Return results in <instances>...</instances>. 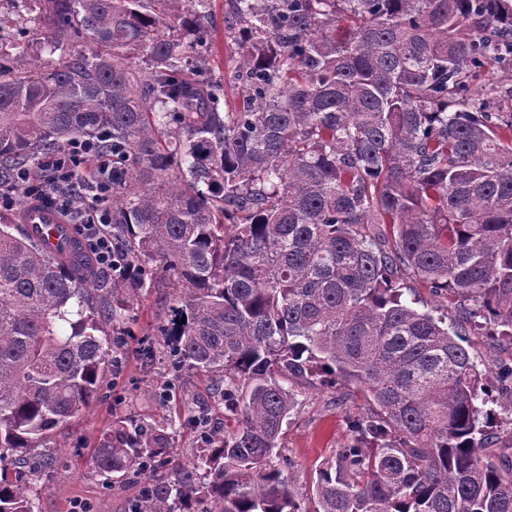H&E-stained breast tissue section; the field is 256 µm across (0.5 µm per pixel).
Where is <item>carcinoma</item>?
<instances>
[{
	"label": "carcinoma",
	"mask_w": 512,
	"mask_h": 512,
	"mask_svg": "<svg viewBox=\"0 0 512 512\" xmlns=\"http://www.w3.org/2000/svg\"><path fill=\"white\" fill-rule=\"evenodd\" d=\"M12 2L51 42L23 67V33L0 37V186L97 139L134 272L0 222V512H34L52 434L112 366L100 323L158 275L173 360L240 414L159 483L170 433L113 420L87 464L146 480L132 512H305L278 448L285 382L314 370L372 405L313 512H512V459L483 453L512 365L479 370L463 340L512 339V0H225L234 106L208 73L212 0Z\"/></svg>",
	"instance_id": "obj_1"
}]
</instances>
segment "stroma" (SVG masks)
I'll list each match as a JSON object with an SVG mask.
<instances>
[{"label":"stroma","instance_id":"35a3bbf8","mask_svg":"<svg viewBox=\"0 0 512 512\" xmlns=\"http://www.w3.org/2000/svg\"><path fill=\"white\" fill-rule=\"evenodd\" d=\"M175 290L167 279L143 289L122 318L104 325L105 334L121 342L122 365L106 372L97 397L51 441L57 447L54 471L42 485L36 512H130L142 484L128 477L101 476L86 465L113 419L144 420L167 428L177 460L190 465L197 453L192 418L203 415L215 434L224 431V404L211 375L175 365L169 337L160 329L170 312ZM467 347L479 369L494 371L512 363V340L470 335ZM152 356H145V348ZM296 408L284 425L281 451L293 468L295 490L309 500L319 466L349 440L347 418L366 405L355 386L330 388L320 378L299 382Z\"/></svg>","mask_w":512,"mask_h":512}]
</instances>
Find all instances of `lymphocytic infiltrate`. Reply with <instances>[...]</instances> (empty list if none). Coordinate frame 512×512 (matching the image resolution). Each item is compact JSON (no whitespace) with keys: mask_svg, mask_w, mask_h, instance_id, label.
Returning <instances> with one entry per match:
<instances>
[{"mask_svg":"<svg viewBox=\"0 0 512 512\" xmlns=\"http://www.w3.org/2000/svg\"><path fill=\"white\" fill-rule=\"evenodd\" d=\"M95 158L97 169H112V156L98 150L94 141L78 139L64 147L43 166L39 176L24 177L22 182L0 187V207H11L18 200L54 208L64 216L74 217L86 248L95 261L112 272L127 277L132 268L126 258L112 244L108 230L110 213L106 193L94 195L91 202H83L80 192L82 168L87 158Z\"/></svg>","mask_w":512,"mask_h":512,"instance_id":"obj_1","label":"lymphocytic infiltrate"}]
</instances>
